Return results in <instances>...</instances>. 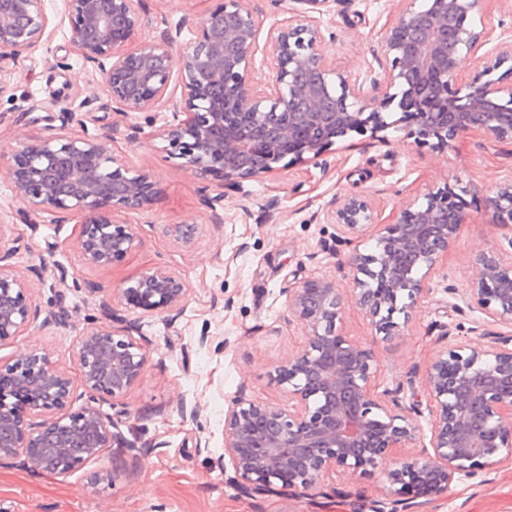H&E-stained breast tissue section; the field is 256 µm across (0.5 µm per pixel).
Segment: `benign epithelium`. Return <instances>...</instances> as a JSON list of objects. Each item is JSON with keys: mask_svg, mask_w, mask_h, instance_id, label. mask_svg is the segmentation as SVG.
Returning <instances> with one entry per match:
<instances>
[{"mask_svg": "<svg viewBox=\"0 0 512 512\" xmlns=\"http://www.w3.org/2000/svg\"><path fill=\"white\" fill-rule=\"evenodd\" d=\"M143 0H65L63 22L70 46L100 72L116 109L152 112L172 82L181 99L156 129L167 157L181 160L200 180L234 186L274 170L288 156L316 157L336 136L368 125L386 126L380 110L398 102L409 134L448 146L461 132L480 129L495 140L512 138V44L494 64L462 78V56L488 36L478 28L484 0H400L384 36L390 69L370 87L336 70L325 31L312 12L325 0H298L309 14L268 30L266 64L271 79L253 83L260 24L246 0H222L196 21L199 37L179 49L168 31L137 42ZM48 0H0V76L39 48L52 52ZM185 118H180V115ZM33 216L58 223L81 216L77 239L87 266L123 259L135 245L133 225L120 213L148 209L157 193L149 173L129 167L111 138L57 132L37 142L0 148V180ZM450 190L427 194L395 224L384 225L368 253L348 260L351 297L384 338L399 336L411 309L429 293V275L457 237L464 216L448 210ZM498 224L512 223V182L486 199ZM327 219L357 234L375 223L370 206L351 197ZM162 232L189 242L195 226L165 224ZM470 287L450 304L458 314L479 312L504 328L475 345L468 340L439 355L425 370L422 403L409 380L378 391L372 349L338 326L344 289L312 277L288 290V311L304 325L306 342L276 370L288 395L281 408L241 397L224 410V457L238 489L250 496L321 493L331 475L370 476L385 454L416 440L419 418L429 415L430 449L387 474L386 493L370 512H415L416 499L448 492L454 477H472L492 462L512 463V238L501 249L470 259ZM118 293L144 313L183 308L190 288L179 275L157 269L126 281ZM403 321L393 320L394 313ZM28 284L0 265V346L31 326ZM85 405L71 408L74 381L51 355L29 348L0 360V464L67 477L107 448H126L120 430L123 398L147 360L130 327L82 332L75 340ZM110 411L105 412L103 405Z\"/></svg>", "mask_w": 512, "mask_h": 512, "instance_id": "7a95c632", "label": "benign epithelium"}]
</instances>
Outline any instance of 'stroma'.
<instances>
[{
  "label": "stroma",
  "mask_w": 512,
  "mask_h": 512,
  "mask_svg": "<svg viewBox=\"0 0 512 512\" xmlns=\"http://www.w3.org/2000/svg\"><path fill=\"white\" fill-rule=\"evenodd\" d=\"M63 5L51 0L52 54L35 53L0 80L5 84L0 146L12 148L20 138L35 140L54 129L82 136L107 128L115 152L129 166L148 171L158 193L146 211L120 216L136 231L127 256L87 267L77 254L80 216L63 224L22 223L23 202L0 181V231L6 239L25 242L8 265L27 281L38 309L30 330L0 347V359L37 346L78 378L74 342L83 331L107 325L105 310L112 307L138 325L147 361L124 398L127 419L121 430L132 450L104 453L64 479L0 468V512H353L358 501L380 495L386 470L406 456V449H393L373 475L347 478L344 495L246 497L217 462L224 451V410L238 396L287 405L275 369L306 341L303 325L289 318V289L316 276L347 287L348 257L372 247L367 236L349 235L324 220L353 196L368 203L381 227L422 203L428 192L449 186L459 195L465 221L431 275V293L419 300L402 335L376 337L369 319L351 302L341 320L344 335L373 349L376 382L383 388L405 381L410 372L424 373L440 352L452 348L456 338L442 336V326H466L470 319L449 307V289L469 286L473 253L498 248L512 237V227L496 224L483 204L512 179V139L494 140L473 129L446 148L420 143L409 136L393 105L383 113L389 129L350 131L319 156L286 158L272 173L225 188L222 205L213 210L195 175L168 158L146 114L114 111L99 75L57 27ZM145 5L151 22L142 26L140 37L149 40L162 26L199 17L217 0H146ZM397 10L398 0H325L319 18L332 34L326 54L337 70L353 77L387 71L382 40ZM483 12L492 40L461 59L466 74L493 61L498 40L512 41V0H484ZM164 224L195 225V238L185 244L164 237ZM59 265L74 278V288L55 287ZM157 268L189 283L183 310L165 317L126 308L117 288ZM61 308L67 323L46 324L48 313ZM203 333L209 341L202 347ZM185 402L202 406L199 422L182 418ZM200 437L208 440V449L198 450ZM150 443L155 452L134 454V447ZM109 471L116 474L113 485L93 491L91 476ZM424 512H512V465L494 464L475 477L453 480L447 494L428 498Z\"/></svg>",
  "instance_id": "35a3bbf8"
}]
</instances>
